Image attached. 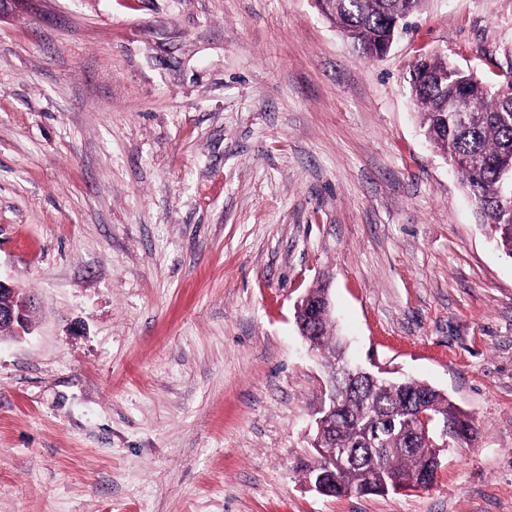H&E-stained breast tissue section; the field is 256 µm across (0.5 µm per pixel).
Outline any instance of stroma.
Returning <instances> with one entry per match:
<instances>
[{"instance_id":"obj_1","label":"stroma","mask_w":512,"mask_h":512,"mask_svg":"<svg viewBox=\"0 0 512 512\" xmlns=\"http://www.w3.org/2000/svg\"><path fill=\"white\" fill-rule=\"evenodd\" d=\"M512 79V0H427L369 60L315 0H24L0 14V512H512V259L422 137L411 65ZM352 362L473 420L433 483L295 463ZM7 297L4 301L2 298ZM18 292L14 286L0 278V325H7L14 332L25 331L30 322V307L16 306ZM310 288L308 290L309 297V309L304 318V329L309 334V338L316 344L318 351H326L328 355L325 356L328 360V364L331 367H336V371L345 363L342 358V352L338 347V344L332 345V321L322 319L316 314V306L319 304V295L325 288Z\"/></svg>"}]
</instances>
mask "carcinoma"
I'll return each mask as SVG.
<instances>
[{
    "label": "carcinoma",
    "instance_id": "carcinoma-1",
    "mask_svg": "<svg viewBox=\"0 0 512 512\" xmlns=\"http://www.w3.org/2000/svg\"><path fill=\"white\" fill-rule=\"evenodd\" d=\"M424 0H318L321 12L336 22L342 32H357L361 53L372 59L382 56V47L392 42L404 21L417 13ZM409 93L418 108L425 139L453 165L474 199L481 225L496 229L495 243L512 257V230L505 224L512 207V101L491 90L472 73L455 67L448 56L424 55L410 69ZM474 111L468 128L456 123L448 111L447 94ZM322 288L309 289V309L304 329L326 351L328 364H344L338 345L332 343V321L316 314ZM347 396L336 405L317 412L324 419L323 450L313 449L309 458L296 464L305 481L317 484L321 494L342 497L382 495L400 481L420 486L435 477V449L415 441L402 424L421 405L432 423H448V437H466L472 425L447 394L417 380L380 388L370 380L342 383ZM355 454L349 468L334 464L343 449Z\"/></svg>",
    "mask_w": 512,
    "mask_h": 512
}]
</instances>
